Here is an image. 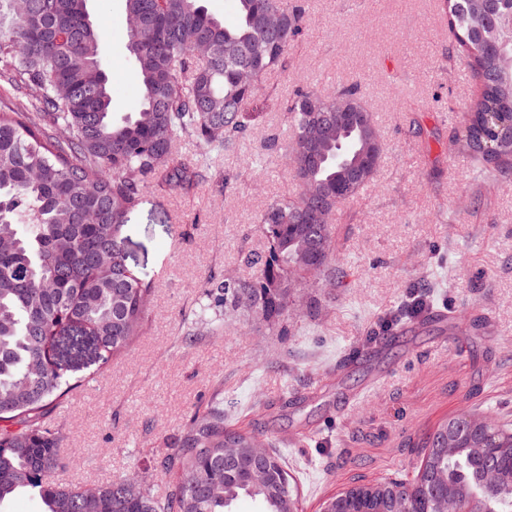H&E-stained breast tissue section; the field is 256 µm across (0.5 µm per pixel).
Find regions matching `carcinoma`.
<instances>
[{
  "instance_id": "cac0c4a2",
  "label": "carcinoma",
  "mask_w": 512,
  "mask_h": 512,
  "mask_svg": "<svg viewBox=\"0 0 512 512\" xmlns=\"http://www.w3.org/2000/svg\"><path fill=\"white\" fill-rule=\"evenodd\" d=\"M449 39L467 54L481 94L449 143L487 173L512 176V0H444ZM131 61L140 78L137 111L112 116L102 36L87 0H0V503L28 489L46 512H231L242 497L263 512H296V483L276 449L254 458L253 437L224 428V407L197 414L181 448L160 460L173 477L163 495L130 480L87 489L46 481L58 464L50 411L74 388L61 342L91 341L96 357L122 356L140 335L150 283L127 264L121 245L144 188L187 193L201 167L177 162L182 140L229 152L246 136L257 82L278 68L302 35L305 10L286 0H238L228 27L202 0H124ZM277 16L282 33L268 30ZM211 46L204 58L194 47ZM290 168L300 192L267 207L270 242L255 284L231 278L210 289L226 310L243 306L276 324L288 313L296 278L330 271L338 205L374 178L384 143L358 86L332 95L297 89L283 106ZM463 442L445 447L449 422L428 435L416 477L402 482L413 512L448 489L477 494L484 512H512V452L484 450L488 435L512 440L507 423L470 418ZM502 474L489 492L478 474ZM392 489L363 484L339 512H391Z\"/></svg>"
}]
</instances>
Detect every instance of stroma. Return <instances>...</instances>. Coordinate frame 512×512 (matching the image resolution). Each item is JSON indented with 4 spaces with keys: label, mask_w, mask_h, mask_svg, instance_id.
<instances>
[{
    "label": "stroma",
    "mask_w": 512,
    "mask_h": 512,
    "mask_svg": "<svg viewBox=\"0 0 512 512\" xmlns=\"http://www.w3.org/2000/svg\"><path fill=\"white\" fill-rule=\"evenodd\" d=\"M305 33L268 72L240 149L190 193L143 190L128 215L127 263L153 293L141 335L120 358L66 353L80 387L47 423L61 438L52 479L89 487L137 476L169 489L157 461L179 448L195 411L288 458L299 512L349 486L413 479L436 427L465 414L512 420V177L490 176L443 138L479 84L448 37L442 0H305ZM103 34L112 112L136 111L123 0H89ZM358 85L385 151L373 180L336 211L334 279L298 281L288 317L208 307L209 281L256 283L267 256L259 219L296 191L280 103L295 87ZM439 132L421 148L414 125ZM432 307L380 332L406 295ZM473 324L461 336L462 323Z\"/></svg>",
    "instance_id": "1"
}]
</instances>
